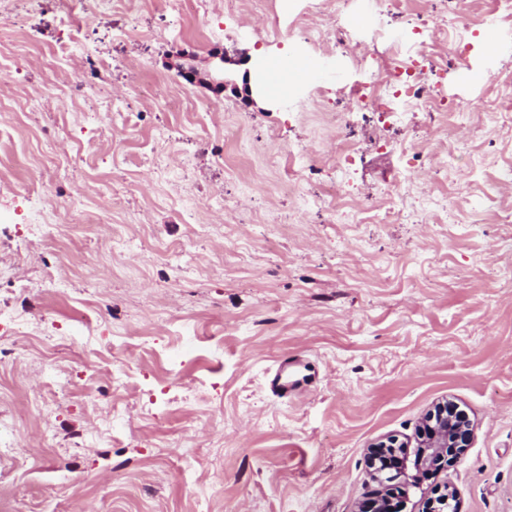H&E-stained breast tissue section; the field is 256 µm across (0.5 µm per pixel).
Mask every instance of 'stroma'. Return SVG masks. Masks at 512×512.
<instances>
[{"instance_id":"stroma-1","label":"stroma","mask_w":512,"mask_h":512,"mask_svg":"<svg viewBox=\"0 0 512 512\" xmlns=\"http://www.w3.org/2000/svg\"><path fill=\"white\" fill-rule=\"evenodd\" d=\"M316 2L280 0L272 15L261 0L189 13L114 0L102 24L97 0L66 21L51 0L0 8V499L12 512H358L380 489L371 445L415 441L446 398L469 416V446L409 472L401 512H425L448 485L460 512H512V279L499 276L512 268V43L488 50L494 0L463 16L445 0L311 13L328 27L359 16L365 31L436 25L461 42L442 83L473 124L432 106L384 126L351 87L385 44L317 53L296 26ZM88 38L96 74L82 65ZM217 51L251 95L216 85ZM291 53L312 77L281 98L238 62ZM484 67L491 79H466ZM348 136L357 192L338 198L325 189ZM408 149L424 158L405 190L412 222L356 223L390 207ZM278 374L295 383L287 396L272 391Z\"/></svg>"}]
</instances>
